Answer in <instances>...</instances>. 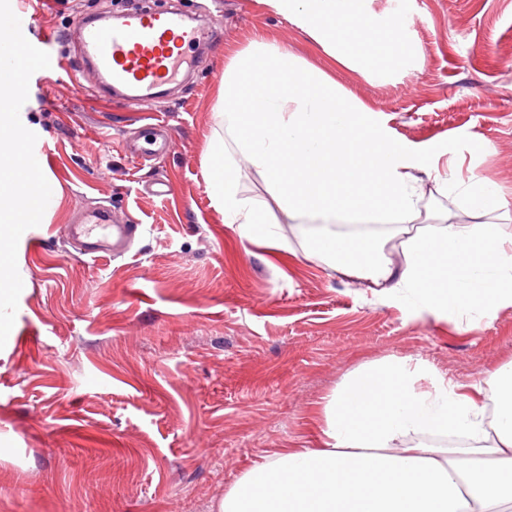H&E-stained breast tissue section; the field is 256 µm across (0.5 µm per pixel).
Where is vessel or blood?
I'll return each mask as SVG.
<instances>
[{"mask_svg":"<svg viewBox=\"0 0 512 512\" xmlns=\"http://www.w3.org/2000/svg\"><path fill=\"white\" fill-rule=\"evenodd\" d=\"M211 35L176 8L143 9L107 24L81 18L77 68L96 74L93 97L116 104L151 99L192 67L197 45ZM167 148L157 125L142 126L136 157L150 158ZM139 230L136 224L113 223L111 212L101 208L66 225L65 235L83 253L112 256L125 253Z\"/></svg>","mask_w":512,"mask_h":512,"instance_id":"1","label":"vessel or blood"}]
</instances>
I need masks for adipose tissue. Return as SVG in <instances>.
<instances>
[{
  "label": "adipose tissue",
  "mask_w": 512,
  "mask_h": 512,
  "mask_svg": "<svg viewBox=\"0 0 512 512\" xmlns=\"http://www.w3.org/2000/svg\"><path fill=\"white\" fill-rule=\"evenodd\" d=\"M365 2L265 0L350 70L413 66L400 17L377 22ZM216 111L222 130L207 143L204 179L240 238L276 244L273 207L284 224L390 222L391 238L321 237L310 255L343 281L388 297L407 292L458 325L512 305V231L484 221L512 215L495 181L419 162L370 107L274 42L230 59ZM242 162L263 175L267 200L241 195ZM428 184L457 211L421 210ZM313 426L314 447L245 472L218 512H512V366L464 386L420 359L367 360L321 399Z\"/></svg>",
  "instance_id": "obj_1"
}]
</instances>
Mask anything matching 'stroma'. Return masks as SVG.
Wrapping results in <instances>:
<instances>
[{
	"label": "stroma",
	"instance_id": "stroma-1",
	"mask_svg": "<svg viewBox=\"0 0 512 512\" xmlns=\"http://www.w3.org/2000/svg\"><path fill=\"white\" fill-rule=\"evenodd\" d=\"M222 11L223 27L188 76L149 104L106 105L72 80L69 37L81 15L131 11L130 0H43L63 68L35 72L24 125L60 186L56 213L25 231L14 326L0 349V512H217L251 467L312 445L317 403L360 362L427 361L470 385L512 362V306L463 327L362 292L308 257V224H283L285 263L239 238L203 178L224 65L252 41L287 46L376 112L424 156L449 147L464 173L512 196V0H368L402 11L411 70L375 79L339 65L264 0H183ZM163 118L172 144L150 165L121 139ZM168 181L158 199L147 182ZM142 225L130 250L91 257L64 228L99 206Z\"/></svg>",
	"mask_w": 512,
	"mask_h": 512
}]
</instances>
